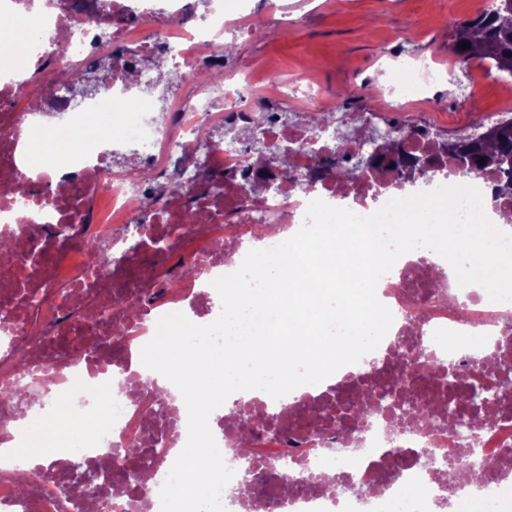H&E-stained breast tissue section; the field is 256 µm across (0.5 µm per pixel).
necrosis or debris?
<instances>
[{
	"label": "necrosis or debris",
	"mask_w": 512,
	"mask_h": 512,
	"mask_svg": "<svg viewBox=\"0 0 512 512\" xmlns=\"http://www.w3.org/2000/svg\"><path fill=\"white\" fill-rule=\"evenodd\" d=\"M144 0H0V21L49 35L48 47L29 53L33 83L26 99L16 94L15 63L0 53V240L12 246L0 260V390L30 383L40 387L43 407L17 412L0 406V512H84L68 471L38 470L20 453L44 419L45 405L64 393L71 417L93 428L81 444L60 447L62 459L78 457L94 470L102 512H161L160 490L188 438L185 403L144 413L130 391L143 385L141 349L158 320L172 309L207 325L220 314L214 279L236 271L247 243L271 244L303 224L309 203L324 200L355 213H371L389 200L465 184L491 198L490 221L512 222V198H494L497 170L462 171L445 136L432 122H394V137L371 140L381 115L341 112L339 131L322 119L343 97V88L313 83L297 74L291 83L264 92L253 77L224 57L226 35L266 36L241 0H208L204 12L186 0H166L158 13ZM123 14L135 25L117 27ZM109 73L112 99L123 120L86 131L96 97L78 98L64 84H83L91 72ZM169 80L163 97L126 102L147 73ZM432 60L394 67L388 95L429 85ZM60 89L47 93L46 81ZM67 120L92 150L45 157L38 167L16 160L19 143L36 131L34 115ZM292 144L290 172L260 155ZM352 169L339 179H311L325 161ZM432 164L436 180L408 182L402 164ZM179 184L178 193L140 223L135 196L151 193L153 177ZM224 177L221 190L206 174ZM99 246L104 267L90 261ZM393 323L369 363L338 370L316 390L272 398L257 393L240 413L239 399L213 412L210 428L238 484L247 477L234 455L236 437L222 423L238 416L251 431L257 470L278 481L254 493H222L225 512H389L405 501L409 512H451L460 499L485 512H512V387L491 409L463 406L459 415L477 423L478 441L446 423L398 429L375 408L366 422L336 415L356 410L369 393L437 406L468 392L472 382L497 387V361L512 360V304L491 301L482 288L459 286L456 277L422 251L393 266L377 285ZM121 340H114L115 331ZM77 336L76 347L63 338ZM433 355L439 374L419 376L416 365ZM460 377L449 382L448 369ZM136 445L147 459L146 482L131 481L125 465L106 464L110 449ZM122 484L124 492L113 489Z\"/></svg>",
	"instance_id": "4bbe7bcc"
}]
</instances>
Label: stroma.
<instances>
[{"label": "stroma", "mask_w": 512, "mask_h": 512, "mask_svg": "<svg viewBox=\"0 0 512 512\" xmlns=\"http://www.w3.org/2000/svg\"><path fill=\"white\" fill-rule=\"evenodd\" d=\"M280 5L292 18L287 31L239 38L237 67L263 80L309 66L321 83L350 89L376 76L391 55L432 56L447 68L453 24L473 18L484 0H248L249 10L261 19L274 16ZM511 103L500 72L476 63L436 81L406 109L433 113L440 130L448 132L476 113L500 112Z\"/></svg>", "instance_id": "obj_1"}]
</instances>
